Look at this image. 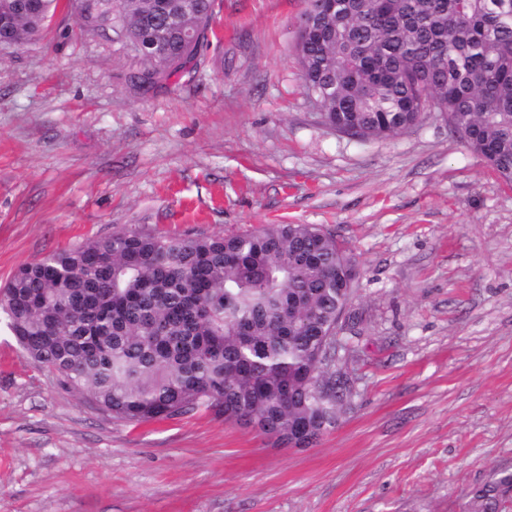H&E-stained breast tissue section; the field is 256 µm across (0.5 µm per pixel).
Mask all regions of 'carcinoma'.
<instances>
[{"label": "carcinoma", "mask_w": 512, "mask_h": 512, "mask_svg": "<svg viewBox=\"0 0 512 512\" xmlns=\"http://www.w3.org/2000/svg\"><path fill=\"white\" fill-rule=\"evenodd\" d=\"M503 0H336L299 36L306 93L327 126L359 141L418 125L433 102L473 153L512 184V10ZM82 35L145 38L137 92L197 69L214 0H0V48L46 38L57 11ZM355 259L315 224L171 237L126 229L22 264L0 311L36 363L112 417L143 424L205 410L252 418L267 436L296 423L308 444L349 387L324 339ZM512 474L473 491L502 512Z\"/></svg>", "instance_id": "carcinoma-1"}]
</instances>
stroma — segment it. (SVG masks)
Wrapping results in <instances>:
<instances>
[{
    "label": "stroma",
    "instance_id": "stroma-1",
    "mask_svg": "<svg viewBox=\"0 0 512 512\" xmlns=\"http://www.w3.org/2000/svg\"><path fill=\"white\" fill-rule=\"evenodd\" d=\"M306 0H217L204 64L144 94L122 42L0 50V286L128 227L317 224L353 254L352 393L309 448L208 412L141 425L60 386L0 316V512H468L512 473V185L432 113L361 142L306 96Z\"/></svg>",
    "mask_w": 512,
    "mask_h": 512
}]
</instances>
